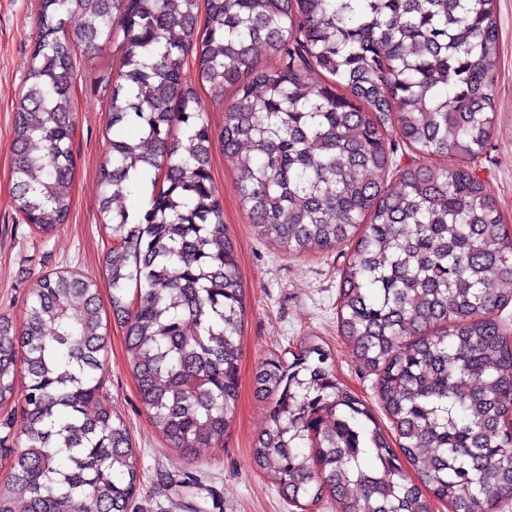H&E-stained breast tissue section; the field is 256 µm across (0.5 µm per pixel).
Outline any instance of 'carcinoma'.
Masks as SVG:
<instances>
[{"mask_svg":"<svg viewBox=\"0 0 512 512\" xmlns=\"http://www.w3.org/2000/svg\"><path fill=\"white\" fill-rule=\"evenodd\" d=\"M116 29L107 123L137 135L112 136L100 169L104 268L140 401L170 447L223 445L245 314L192 56L199 83L234 91L220 143L261 236L298 254L352 244L337 328L396 437L309 337L256 374L269 424L255 465L303 507L328 495L349 512H489L512 497V338L497 318L512 305V235L470 166L494 127L492 0H41L11 152L17 208L43 234L70 212L72 49ZM391 129L415 153L405 165ZM448 157L460 164H433ZM147 184L144 212L112 207ZM105 347L98 286L77 274L42 278L22 328L0 318V405L22 395L27 441L0 512H128L140 469L103 394Z\"/></svg>","mask_w":512,"mask_h":512,"instance_id":"carcinoma-1","label":"carcinoma"}]
</instances>
